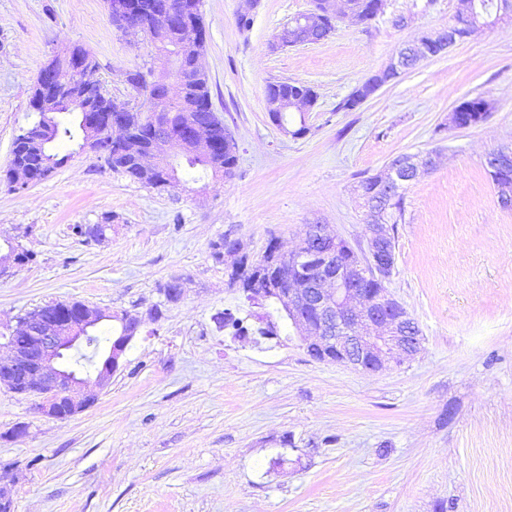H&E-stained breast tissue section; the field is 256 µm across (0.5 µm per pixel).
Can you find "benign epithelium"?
Returning a JSON list of instances; mask_svg holds the SVG:
<instances>
[{
    "instance_id": "benign-epithelium-1",
    "label": "benign epithelium",
    "mask_w": 512,
    "mask_h": 512,
    "mask_svg": "<svg viewBox=\"0 0 512 512\" xmlns=\"http://www.w3.org/2000/svg\"><path fill=\"white\" fill-rule=\"evenodd\" d=\"M108 16L121 30L130 34L142 28L140 10L136 0H106ZM512 16V9L501 7L491 18L478 14L472 0H459L454 15V24L440 31L425 33L414 42L400 49L384 73L396 75L404 69V58L408 49L417 53V61L441 55L460 41L452 30L470 36L480 27L493 26ZM155 26L143 34L146 40L176 30L185 41H195L191 23L184 6L178 0H159L155 8ZM323 14L306 12L283 27L275 36L273 44L278 48L298 43L295 34L299 29H308L322 24ZM200 55H195L192 66L185 68L180 61L170 59L169 74L174 78L179 93L168 98L167 87L161 80L149 81L140 75L132 82L133 74L127 75V83L135 92L136 105L119 106L105 97L107 109L101 118L91 119L86 124L85 137L80 152L93 154L102 166L112 169L113 148L117 154L136 153L135 136L127 129V115L136 112L141 122L162 130L154 146L139 154L138 163L143 168H152V161L164 153V147L178 143L183 150L208 157L219 150L203 125H173L162 119L157 108L158 91L169 102L180 101L185 93L191 72L201 71ZM96 65L89 55L66 52L49 60L40 70L42 106L39 136L35 143L48 139L49 130L56 114L63 107L71 111L96 112L98 102L94 93H103L100 84L91 79ZM298 112L310 110L302 97H271L267 112ZM434 155H404L395 165L382 174L374 176L382 191L389 194L402 182L399 172L406 171L411 178L419 172L433 170ZM485 166L490 170L492 183L505 202L512 200V184L502 176L512 170V147H501L488 153ZM12 185L25 189L31 185L28 166L12 158ZM392 241L390 227L372 219L364 228V248L360 256L350 262L335 259V253L346 244L339 237L324 232L323 225L310 224L303 233L299 246L280 253L283 262L281 285L276 288H255L252 296L258 300L273 297L287 315L296 337L307 354L321 363L338 364L367 373H377L411 360L422 349L421 332L417 322L388 289L373 294L360 287L362 280L374 276L384 282L389 279L395 265V253L388 244ZM117 319L137 331L141 317L128 313L110 315L79 301L52 302L48 308L36 311L21 321L19 334L27 337L25 348H18L8 341L11 355L0 361V385L19 395L40 399L38 408L43 413L65 419L90 406V399L80 395L87 377L96 375L97 383L104 386L119 367V360L130 336L109 346L98 354L87 367L76 368L71 358L82 352L89 335L108 320Z\"/></svg>"
}]
</instances>
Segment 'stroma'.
Returning <instances> with one entry per match:
<instances>
[{"label":"stroma","instance_id":"obj_1","mask_svg":"<svg viewBox=\"0 0 512 512\" xmlns=\"http://www.w3.org/2000/svg\"><path fill=\"white\" fill-rule=\"evenodd\" d=\"M241 0H200L201 57L213 108L238 145L234 178L194 179L177 146L165 190L75 153L46 180L0 184V245L29 265L0 279V334L51 301L110 313L158 307L94 402L58 420L0 387V467L11 466L14 512H512V210L502 209L487 153L512 146V25L476 31L448 53L403 71L361 106L343 103L423 32L447 27L458 0H387L361 25L345 18L311 44L274 35L310 0H259L249 29ZM117 103L127 72L168 63L109 20L105 0H0V172L35 119L42 65L72 46ZM312 86L305 136L284 134L268 82ZM488 118L448 125L461 101ZM437 153L410 182L394 226L386 286L417 322L421 352L378 373L310 359L298 340L252 342L219 322L253 325L230 288L214 241L231 236L260 256L269 240L295 248L306 225L363 241L358 182L403 153ZM110 223L98 242L77 224ZM181 278L184 297L160 284ZM25 435L7 439L17 426Z\"/></svg>","mask_w":512,"mask_h":512}]
</instances>
